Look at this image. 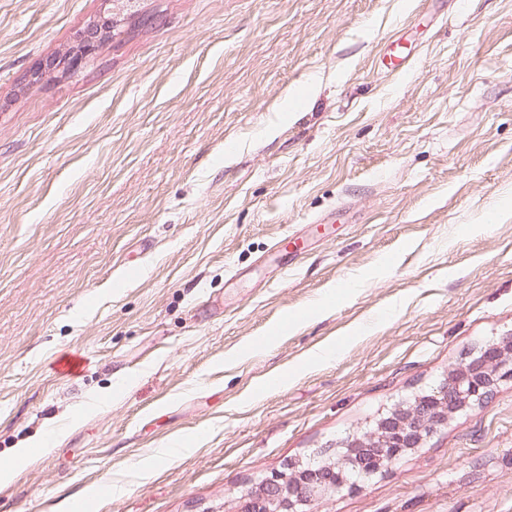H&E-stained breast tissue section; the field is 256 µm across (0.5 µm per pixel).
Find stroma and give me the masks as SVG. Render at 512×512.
<instances>
[{
	"label": "stroma",
	"instance_id": "obj_1",
	"mask_svg": "<svg viewBox=\"0 0 512 512\" xmlns=\"http://www.w3.org/2000/svg\"><path fill=\"white\" fill-rule=\"evenodd\" d=\"M105 9L0 0V512L180 436L95 512H240L512 336V0H138L31 81ZM318 512H512V379ZM112 31V26L107 22L99 23L93 21L90 23L83 37L78 41V49L68 56V65L72 69H78L82 64L93 55L95 48L101 40L102 33H109ZM45 446L46 442L44 440H39L28 448L17 449L12 459L6 460L5 462L0 461V482H8L12 478L14 471L20 462L29 460L38 451L44 450L45 448L43 447ZM183 446L177 442L173 443L169 446H166L165 448H156L154 451L153 456L146 462L138 465L136 467L137 475L141 479H145L149 477L150 470L153 468V465L155 462L164 460V459H170L174 456H176L179 453H182L184 451L190 450L191 448H182Z\"/></svg>",
	"mask_w": 512,
	"mask_h": 512
}]
</instances>
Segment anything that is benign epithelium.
<instances>
[{"instance_id": "benign-epithelium-1", "label": "benign epithelium", "mask_w": 512, "mask_h": 512, "mask_svg": "<svg viewBox=\"0 0 512 512\" xmlns=\"http://www.w3.org/2000/svg\"><path fill=\"white\" fill-rule=\"evenodd\" d=\"M111 31L107 22L90 23L68 65L77 69L86 63L102 34ZM506 377H512L511 337L486 343L479 354L448 370L442 385L394 409L372 432L349 436L340 460L307 467L290 464L264 478L246 494L243 512H316L320 499L349 483L347 473L371 478L382 472L407 450L420 447L454 414L491 399Z\"/></svg>"}]
</instances>
